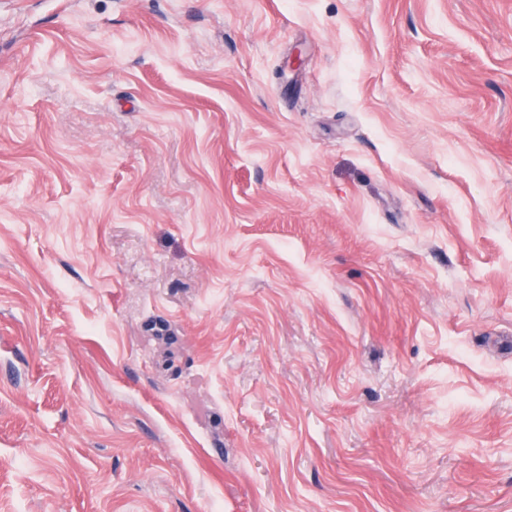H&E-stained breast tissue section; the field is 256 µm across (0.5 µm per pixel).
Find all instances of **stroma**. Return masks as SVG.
Returning <instances> with one entry per match:
<instances>
[{
	"label": "stroma",
	"instance_id": "1",
	"mask_svg": "<svg viewBox=\"0 0 512 512\" xmlns=\"http://www.w3.org/2000/svg\"><path fill=\"white\" fill-rule=\"evenodd\" d=\"M0 512H512V0H0Z\"/></svg>",
	"mask_w": 512,
	"mask_h": 512
}]
</instances>
